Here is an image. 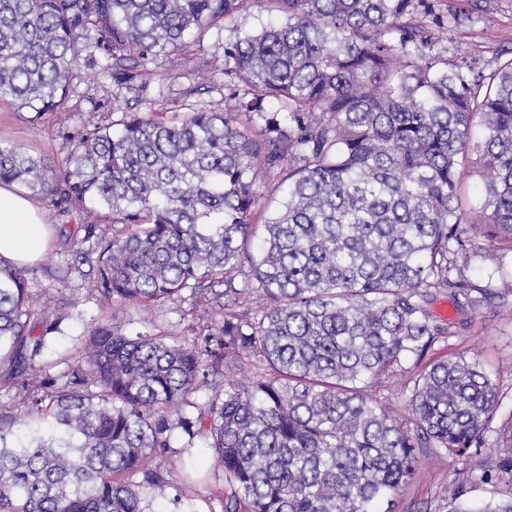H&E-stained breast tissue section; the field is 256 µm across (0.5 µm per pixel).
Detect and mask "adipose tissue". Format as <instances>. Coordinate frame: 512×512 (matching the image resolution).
<instances>
[{"mask_svg":"<svg viewBox=\"0 0 512 512\" xmlns=\"http://www.w3.org/2000/svg\"><path fill=\"white\" fill-rule=\"evenodd\" d=\"M50 239L38 202L17 186L0 183V259L27 265L41 258Z\"/></svg>","mask_w":512,"mask_h":512,"instance_id":"obj_1","label":"adipose tissue"}]
</instances>
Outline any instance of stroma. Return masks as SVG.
I'll list each match as a JSON object with an SVG mask.
<instances>
[{"instance_id":"stroma-1","label":"stroma","mask_w":512,"mask_h":512,"mask_svg":"<svg viewBox=\"0 0 512 512\" xmlns=\"http://www.w3.org/2000/svg\"><path fill=\"white\" fill-rule=\"evenodd\" d=\"M269 19L267 12L251 8L239 19L238 29L223 22L204 28L191 39L188 51L174 50L147 62L135 81L117 87L110 72L101 66L84 67L81 80L73 83L64 113H46L31 119L6 101L0 102V140L23 145L32 153L62 164L71 138L85 128L107 125L133 112L173 120L194 111H221L231 107L229 89L224 86V46L239 33L258 31ZM448 49L459 62L482 70L495 66L497 56L512 51V0H490L478 19L448 32ZM39 205L52 231L49 247L54 263L39 260L26 267L27 287L36 311L53 317L58 301L71 304L45 354L53 374L65 371V359L75 356L99 324L124 327L134 323L153 333L173 329L180 319H193L198 309L192 299L180 306L146 312L132 306H100L94 290L97 256L85 239L86 209L75 205L54 207L47 199ZM431 310L439 319L452 322L448 341L436 344L439 354L462 353L480 362L492 374L498 388L500 407L488 434L487 444L471 450L455 462L437 461L433 449L419 451L413 479L396 496L392 512H447L448 489L464 486V500L478 503L490 497V486L471 480V473L512 452V296L495 299L479 308L460 309L447 294L437 295ZM416 375L414 361L401 372L369 384L367 391L386 405L400 422L409 418L408 399ZM187 438L174 434L170 453L161 458L169 472L171 486L153 504L155 512H217L215 498L222 483V471L211 449H187ZM193 481L191 499L173 503L177 486Z\"/></svg>"}]
</instances>
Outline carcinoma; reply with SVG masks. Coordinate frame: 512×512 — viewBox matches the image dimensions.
I'll list each match as a JSON object with an SVG mask.
<instances>
[{"instance_id": "1", "label": "carcinoma", "mask_w": 512, "mask_h": 512, "mask_svg": "<svg viewBox=\"0 0 512 512\" xmlns=\"http://www.w3.org/2000/svg\"><path fill=\"white\" fill-rule=\"evenodd\" d=\"M445 0H0V100L59 112L82 65L107 55L127 84L195 30L249 4L284 16L224 46L235 105L181 121L126 113L84 130L53 166L0 141V180L56 207L112 214L94 237L102 305L150 308L184 294L222 321L178 333L90 331L58 378L33 361L66 317L37 318L25 269L0 265V343L21 410L0 407V512H156L174 431L213 450L220 512H379L412 479L419 448L454 460L481 448L496 384L462 354L432 359L409 396L411 427L362 385L421 364L452 335L429 305L503 297L466 274L482 248L512 244V58L490 72L448 59L443 34L470 18ZM482 180L479 220L463 170ZM285 196L253 254L259 176ZM255 313L241 310L252 295ZM273 372L249 388L226 369ZM509 480L502 481V475ZM479 481L481 507L448 488V512H512V454Z\"/></svg>"}]
</instances>
